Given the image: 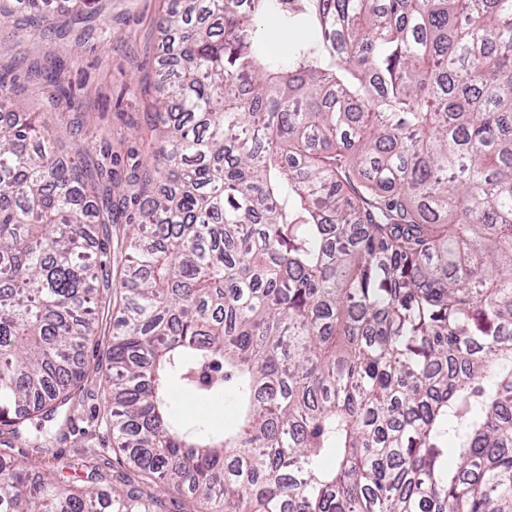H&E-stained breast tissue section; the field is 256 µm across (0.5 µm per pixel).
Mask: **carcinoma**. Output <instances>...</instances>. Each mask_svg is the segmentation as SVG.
Masks as SVG:
<instances>
[{
  "mask_svg": "<svg viewBox=\"0 0 512 512\" xmlns=\"http://www.w3.org/2000/svg\"><path fill=\"white\" fill-rule=\"evenodd\" d=\"M100 0H0L57 33ZM312 24L264 52L260 22ZM108 350L128 471L206 512H512V0H172ZM0 434L54 419L124 195L0 84ZM179 384L232 390L185 428ZM455 462L448 463V442ZM0 453V512H166ZM191 399L201 405L196 410H187L183 406V401ZM170 401L175 415L189 428L199 425L218 427L230 421L233 412L232 394L227 393L222 399L203 401L194 394L183 388L175 386L170 393ZM211 406H218L224 411L214 410Z\"/></svg>",
  "mask_w": 512,
  "mask_h": 512,
  "instance_id": "cac0c4a2",
  "label": "carcinoma"
}]
</instances>
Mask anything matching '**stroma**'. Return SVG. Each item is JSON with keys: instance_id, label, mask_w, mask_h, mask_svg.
<instances>
[{"instance_id": "1", "label": "stroma", "mask_w": 512, "mask_h": 512, "mask_svg": "<svg viewBox=\"0 0 512 512\" xmlns=\"http://www.w3.org/2000/svg\"><path fill=\"white\" fill-rule=\"evenodd\" d=\"M170 0H106L100 15L71 24L66 38L43 29L10 23L0 26V84L17 91L16 102L39 113L55 139L59 156L69 158L88 147L93 162L107 164L112 181L125 187L133 162L146 158L151 132L150 99L141 88L166 57L157 23ZM117 291L102 290L99 328L88 354L87 374L76 392L66 440L30 453L24 438L12 439V455L35 470L61 467L71 482L87 484L93 470L98 486L112 489L123 470L112 450L105 389ZM192 394L173 387L175 415L190 428L229 422L233 399L202 402L187 410Z\"/></svg>"}]
</instances>
